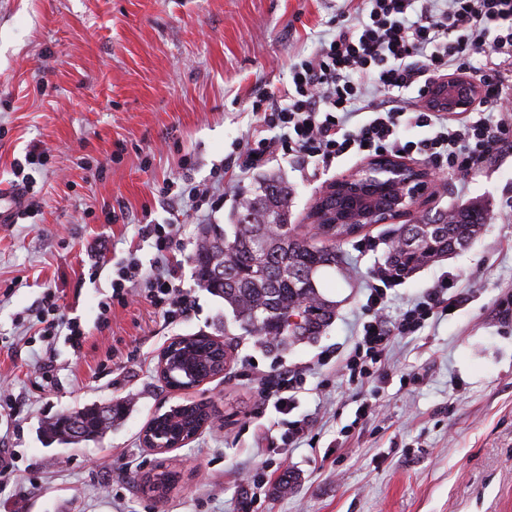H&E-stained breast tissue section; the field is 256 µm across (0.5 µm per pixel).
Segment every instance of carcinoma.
I'll list each match as a JSON object with an SVG mask.
<instances>
[{
  "instance_id": "1",
  "label": "carcinoma",
  "mask_w": 512,
  "mask_h": 512,
  "mask_svg": "<svg viewBox=\"0 0 512 512\" xmlns=\"http://www.w3.org/2000/svg\"><path fill=\"white\" fill-rule=\"evenodd\" d=\"M291 190L274 176L264 177L257 190L239 202L236 222L223 228L205 224L201 245L190 257L197 285L224 298L235 317L252 332L275 337L278 346L293 339L316 336L330 322L335 302L319 290L317 277L325 269L342 270L337 250L347 229L320 224L316 235L330 242L318 246L299 233L291 221ZM488 218L487 210L471 203L455 210L453 216L436 212L426 216L424 226L402 224L397 237L399 249L388 253L387 264L406 276L423 263L452 252V245L472 240ZM218 350L204 334L188 337L166 360L168 383L185 386L216 374ZM123 416L116 404L105 412L88 407L75 412L83 433L94 438ZM69 416L47 423L49 437L68 438ZM211 411L202 403L180 404L178 408L153 417L145 436L164 444L187 439L210 420Z\"/></svg>"
}]
</instances>
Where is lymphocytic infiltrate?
I'll use <instances>...</instances> for the list:
<instances>
[{
    "label": "lymphocytic infiltrate",
    "mask_w": 512,
    "mask_h": 512,
    "mask_svg": "<svg viewBox=\"0 0 512 512\" xmlns=\"http://www.w3.org/2000/svg\"><path fill=\"white\" fill-rule=\"evenodd\" d=\"M470 69L484 88L474 112L451 116L424 107L434 78ZM289 73L282 90L251 105L254 126L240 175L279 152L325 170L347 157L390 153L470 172L495 147L512 142V0H346L333 35L314 54L293 59ZM416 128L427 129V136L412 137ZM139 236L155 256L146 266L136 250L128 251L117 264L113 299H143L171 320L187 315L192 296L176 283L182 261L172 226L146 223ZM399 284L389 268L375 272L353 347L320 358V365L360 387L385 379L394 337L415 335L469 299L444 273L393 319L386 303ZM37 321L41 336L64 337L73 351L81 350L86 331L63 312L55 292L41 297ZM302 377V370L283 369L262 389L276 413L289 416L285 441L291 446L309 433L308 422L291 416Z\"/></svg>",
    "instance_id": "lymphocytic-infiltrate-1"
}]
</instances>
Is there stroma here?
I'll return each instance as SVG.
<instances>
[{
  "label": "stroma",
  "instance_id": "stroma-1",
  "mask_svg": "<svg viewBox=\"0 0 512 512\" xmlns=\"http://www.w3.org/2000/svg\"><path fill=\"white\" fill-rule=\"evenodd\" d=\"M341 0H0V191L30 149L45 155L26 191L27 211L0 224V438L15 478L0 492V512H245L252 468L271 477L255 512H512V317L499 303L512 293V147L498 149L478 173L448 172L429 212L472 201L489 217L466 249L417 270L395 288L390 317L441 272L458 275L469 303L395 338L388 377L356 388L320 366L321 353L347 351L363 319L366 286L384 264L393 224H376L341 243L343 272L320 277L337 303L317 338L268 347L241 328L223 298L199 288L190 257L198 221L182 223L179 285L194 312L169 322L147 303L100 307L112 294V265L91 270L87 250L107 237L115 257L139 248L138 229L163 221L164 181L211 186L209 223H232L241 195L275 173L292 190L304 233L316 193L355 169L349 159L327 171L278 155L233 189L217 182L235 142L247 138L251 104L289 80L296 55L314 53L331 33ZM134 219L108 224L105 208ZM149 262L151 248H139ZM56 291L88 338L73 353L63 338L43 340L34 302ZM204 333L228 345L224 374L180 392L157 373L173 338ZM53 378L31 377L45 353ZM259 369L308 364L292 418L307 419L312 441L283 445L275 414L257 419L260 395L239 375L241 359ZM410 373L416 385L402 384ZM376 411L362 431L342 437L356 400ZM205 402L213 423L184 447L156 453L141 437L159 409ZM123 403L118 426L100 437L62 443L45 423L92 405ZM176 474L164 496L142 492L161 471ZM297 483L276 489L283 471Z\"/></svg>",
  "mask_w": 512,
  "mask_h": 512
}]
</instances>
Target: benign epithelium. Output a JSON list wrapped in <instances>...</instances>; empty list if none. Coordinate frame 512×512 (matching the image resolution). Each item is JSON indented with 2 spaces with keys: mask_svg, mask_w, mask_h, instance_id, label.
<instances>
[{
  "mask_svg": "<svg viewBox=\"0 0 512 512\" xmlns=\"http://www.w3.org/2000/svg\"><path fill=\"white\" fill-rule=\"evenodd\" d=\"M483 97L474 76L460 72L431 85L426 105L433 112H469ZM436 182L427 167L382 155L325 184L308 213L310 224H351L359 233L369 224L419 217L417 206Z\"/></svg>",
  "mask_w": 512,
  "mask_h": 512,
  "instance_id": "1",
  "label": "benign epithelium"
}]
</instances>
